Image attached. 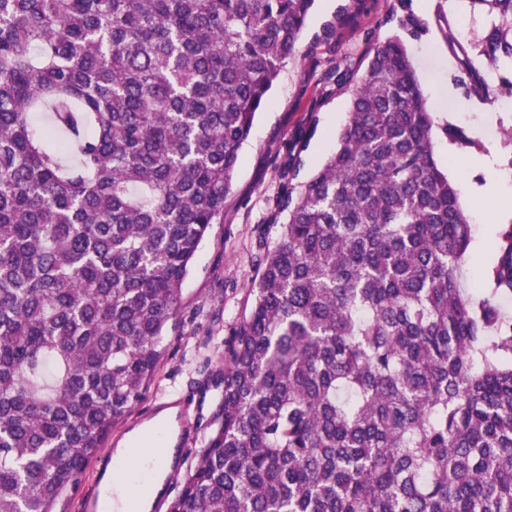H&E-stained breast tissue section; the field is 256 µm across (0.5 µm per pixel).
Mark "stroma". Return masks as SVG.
Masks as SVG:
<instances>
[{"mask_svg": "<svg viewBox=\"0 0 512 512\" xmlns=\"http://www.w3.org/2000/svg\"><path fill=\"white\" fill-rule=\"evenodd\" d=\"M410 15L421 28L403 26ZM487 21L469 0H315L294 54L240 150L224 217L210 228L182 284L154 384L113 427L82 482L57 501L54 512H85L86 501L99 497L105 476L101 463L113 458L130 433L172 405L179 409L181 454L161 499L167 504L174 498L209 433L220 394L216 383L224 373V343L249 313V289L259 276L260 260L285 219L278 209L280 162L288 147L298 148L303 163L297 183L313 175L334 150L351 103L352 84H336L330 72L348 67L361 75L374 44L392 35L405 44L436 113L435 156L450 171L472 226L468 265L472 277L481 278L494 260L497 229L490 224L491 214L512 206V143L505 137L512 130V95L496 91L480 98L468 88L472 66L494 86L501 75L512 74L511 64L492 69L472 55ZM455 131L467 145L452 140Z\"/></svg>", "mask_w": 512, "mask_h": 512, "instance_id": "stroma-1", "label": "stroma"}]
</instances>
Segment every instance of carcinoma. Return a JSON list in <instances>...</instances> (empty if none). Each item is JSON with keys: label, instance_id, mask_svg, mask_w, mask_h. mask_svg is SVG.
I'll return each mask as SVG.
<instances>
[{"label": "carcinoma", "instance_id": "1", "mask_svg": "<svg viewBox=\"0 0 512 512\" xmlns=\"http://www.w3.org/2000/svg\"><path fill=\"white\" fill-rule=\"evenodd\" d=\"M313 4L0 0V512H52L154 382ZM471 5L477 56L512 62V0ZM434 123L400 37L375 44L169 512H512V224L465 284Z\"/></svg>", "mask_w": 512, "mask_h": 512}]
</instances>
